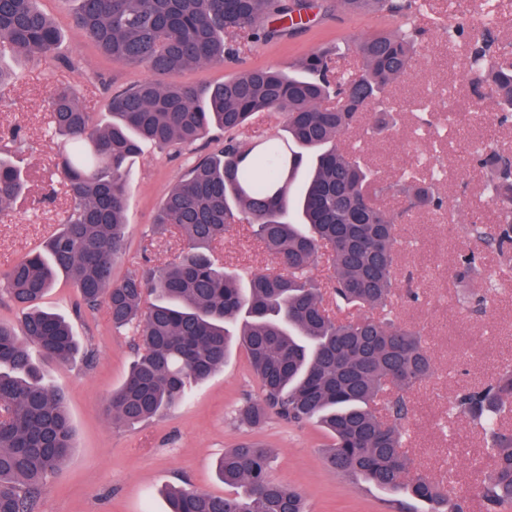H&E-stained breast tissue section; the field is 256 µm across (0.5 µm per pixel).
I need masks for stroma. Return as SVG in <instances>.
Listing matches in <instances>:
<instances>
[{
  "label": "stroma",
  "instance_id": "1",
  "mask_svg": "<svg viewBox=\"0 0 512 512\" xmlns=\"http://www.w3.org/2000/svg\"><path fill=\"white\" fill-rule=\"evenodd\" d=\"M423 2L416 23L426 34L408 73L387 94L398 124L382 136L356 135L355 148L385 186L409 168L426 177L440 176L441 209L408 211L402 197L382 198L401 215L396 277L420 293L419 301L399 300L393 318L421 330L433 362L430 377L407 395L405 446L417 467L452 483L466 497L469 512H485L480 471L491 461L481 452L480 429L456 413L454 402L461 388L488 382L500 368L512 365V279H501L502 257L468 236L465 226L493 219L486 171L477 157L512 155V119L499 121L492 88L473 82L469 38L485 23L481 8L462 6L461 0ZM37 6L60 30L62 54L46 61L0 59L1 66L17 75L13 84L0 89V147L12 152L27 181L24 198L0 213V279L42 246L71 205L57 169L62 144L49 129L55 90L70 89L105 123L113 89L151 76L144 67L113 63L74 30L73 0H38ZM398 24L386 14L316 9L282 40L242 45L239 61L190 68L169 81L202 91L241 70L295 65L317 48ZM458 27L463 36L449 44V30ZM215 146L211 138L179 152L144 146L127 173V245L114 264V280L148 265H163L186 251L187 239L177 226L155 234L151 225L168 190ZM214 251L220 265L243 275L275 267L246 224L232 225ZM469 252L475 253L483 272L464 285L456 278V265ZM467 293L485 296L480 312L464 303ZM75 296L72 284L61 280L43 300L44 308L71 317L76 336L93 349L94 358L37 360L44 379L66 392L75 429L72 453L61 476L42 493L37 512H168L163 491L173 485L227 493L214 462L244 442L273 450L272 476L299 490L309 512H427V503L330 469L323 450L331 438L318 423L295 425L273 415L257 426L242 423L239 408L259 400L261 390L245 350L236 343L223 369L193 386L170 411L135 425L112 422L106 406L135 356L132 339L126 331L113 329L106 308L74 317Z\"/></svg>",
  "mask_w": 512,
  "mask_h": 512
}]
</instances>
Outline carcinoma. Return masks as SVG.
I'll return each mask as SVG.
<instances>
[{
    "mask_svg": "<svg viewBox=\"0 0 512 512\" xmlns=\"http://www.w3.org/2000/svg\"><path fill=\"white\" fill-rule=\"evenodd\" d=\"M73 26L114 62L148 68L155 78L117 90L112 120L96 123L67 91L51 101V126L65 140L59 168L73 209L44 243L18 261L3 291L22 308V334L0 322V512H35L48 478L74 448L67 396L43 381L28 344L69 362L81 351L71 323L41 301L58 276L70 280L76 315L106 306L112 327L132 332L135 358L112 390V421L137 424L181 401L192 385L224 367L230 337L246 351L261 398L239 412L257 426L269 414L317 421L331 436L332 469L432 506L464 512L451 485L417 469L404 446L406 397L432 371L420 331L391 318L400 288L394 273L396 217L379 202L378 173L345 145L369 114L366 133L396 125L383 108L403 77L425 30L405 23L363 37L354 47L318 49L294 69L244 70L204 92L164 84L163 76L239 52V41L269 42L287 34L313 0H76ZM418 0H331L329 10L379 12L404 19ZM60 33L36 0H0V56L50 59ZM487 31L473 39L471 69L490 85L502 119L512 115V60L493 49ZM357 69L330 80L348 53ZM286 117V140L245 133L258 113ZM225 134L163 198L157 229L179 227L183 255L120 281L112 268L126 247L125 174L145 141L189 148L213 130ZM481 165L496 219L470 233L498 251L512 246V161L497 153ZM413 209H440L431 179L407 170L396 183ZM21 168L0 156V210L22 196ZM247 223L280 271L247 282L219 266L211 250L234 224ZM330 252L328 288L313 277L320 248ZM482 275L473 256L461 282ZM26 341H21L20 336ZM457 411L483 432L494 459L484 474L485 512L512 504V430L499 424L512 409V370L462 390ZM270 450L255 443L224 451L217 473L234 493L187 487L167 492L169 512H306L294 488L269 475Z\"/></svg>",
    "mask_w": 512,
    "mask_h": 512,
    "instance_id": "carcinoma-1",
    "label": "carcinoma"
}]
</instances>
